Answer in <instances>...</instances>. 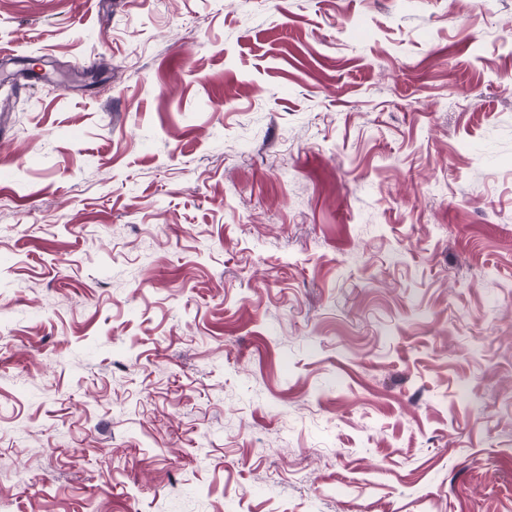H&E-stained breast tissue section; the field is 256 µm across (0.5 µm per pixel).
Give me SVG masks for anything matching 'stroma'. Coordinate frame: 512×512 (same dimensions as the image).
Returning a JSON list of instances; mask_svg holds the SVG:
<instances>
[{
  "label": "stroma",
  "mask_w": 512,
  "mask_h": 512,
  "mask_svg": "<svg viewBox=\"0 0 512 512\" xmlns=\"http://www.w3.org/2000/svg\"><path fill=\"white\" fill-rule=\"evenodd\" d=\"M512 0H0V512H512Z\"/></svg>",
  "instance_id": "1"
}]
</instances>
